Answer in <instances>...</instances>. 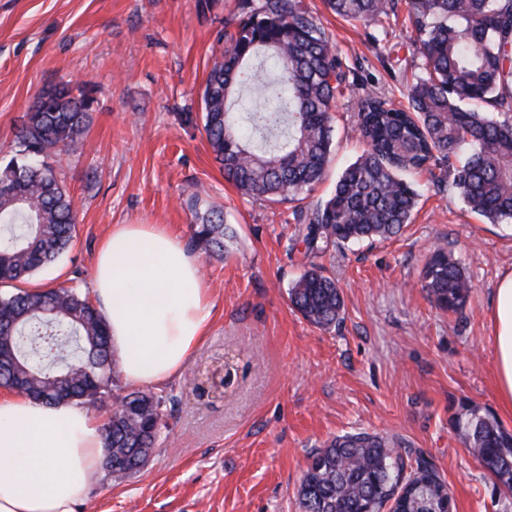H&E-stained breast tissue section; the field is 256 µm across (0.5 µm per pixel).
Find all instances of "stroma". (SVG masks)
Returning <instances> with one entry per match:
<instances>
[{"label": "stroma", "mask_w": 512, "mask_h": 512, "mask_svg": "<svg viewBox=\"0 0 512 512\" xmlns=\"http://www.w3.org/2000/svg\"><path fill=\"white\" fill-rule=\"evenodd\" d=\"M305 4L336 46L350 90L333 110L335 152L303 203L257 202L224 178L201 128L212 47L237 0H0V151L36 96L83 83L94 104L79 142L58 158L77 205L72 249L28 283L78 279L116 224H162L191 240L195 215L222 206L234 237L224 257L198 253L212 325L164 396L168 428L143 469L121 482L101 472L77 512H301L310 453L345 433L396 437L422 451L447 483L454 512H512L449 422L465 399L512 431L497 401L491 300L512 271V223L489 224L456 196L414 181L410 224L388 240L307 254L296 212L324 198L361 153L355 102L365 92L408 108L423 73L408 0L392 15L348 21L324 0ZM460 263L473 289L459 313L438 309L421 286L435 247ZM334 277L344 299L336 328L310 325L288 289L309 265Z\"/></svg>", "instance_id": "stroma-1"}]
</instances>
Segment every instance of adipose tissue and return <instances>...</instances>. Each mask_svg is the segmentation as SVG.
Wrapping results in <instances>:
<instances>
[{"mask_svg": "<svg viewBox=\"0 0 512 512\" xmlns=\"http://www.w3.org/2000/svg\"><path fill=\"white\" fill-rule=\"evenodd\" d=\"M89 295L126 383L180 375L211 326L198 259L158 224H116L98 247ZM497 398L512 411V271L492 301ZM101 418L69 402L0 393V512H75L104 460Z\"/></svg>", "mask_w": 512, "mask_h": 512, "instance_id": "adipose-tissue-1", "label": "adipose tissue"}]
</instances>
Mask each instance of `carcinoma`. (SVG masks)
<instances>
[{"label": "carcinoma", "instance_id": "1", "mask_svg": "<svg viewBox=\"0 0 512 512\" xmlns=\"http://www.w3.org/2000/svg\"><path fill=\"white\" fill-rule=\"evenodd\" d=\"M348 20L394 11V0H325ZM235 29L219 34L202 93L201 121L215 161L244 195L296 200L324 176L332 154V111L349 89L335 46L304 0H240ZM409 22L424 75L411 88L412 110L369 91L356 101L363 152L330 195L308 209L298 237L309 254L336 244L386 239L411 222L418 191L404 173L426 170L490 224L512 222V0H410ZM94 98L66 82L45 90L0 159V286L29 279L75 238V203L55 157L88 127ZM192 225V242L221 256L224 212L211 208ZM422 288L441 309L462 310L472 283L440 247L426 262ZM310 324L342 321L336 280L307 268L289 289ZM0 387L32 399L95 407L120 400L104 427L105 466L135 475L166 427L163 397L119 392L106 323L75 287L19 289L0 297ZM450 421L494 489L512 495V432L489 413L459 402ZM406 490L402 512H436L448 486L419 455L410 464L395 441L358 432L309 457L298 491L302 512H383Z\"/></svg>", "mask_w": 512, "mask_h": 512}]
</instances>
